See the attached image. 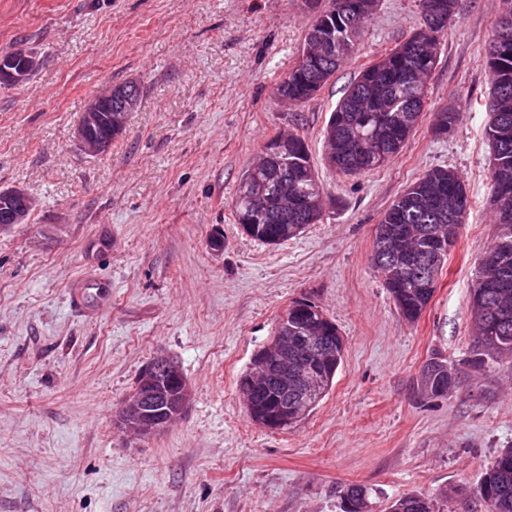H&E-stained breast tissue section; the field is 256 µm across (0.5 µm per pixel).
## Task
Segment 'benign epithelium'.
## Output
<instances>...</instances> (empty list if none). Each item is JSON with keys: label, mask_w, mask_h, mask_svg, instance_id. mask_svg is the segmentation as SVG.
Listing matches in <instances>:
<instances>
[{"label": "benign epithelium", "mask_w": 512, "mask_h": 512, "mask_svg": "<svg viewBox=\"0 0 512 512\" xmlns=\"http://www.w3.org/2000/svg\"><path fill=\"white\" fill-rule=\"evenodd\" d=\"M140 97L133 92L122 97L118 108H112V90L89 100L75 129V139L84 153L100 155L112 146V129L126 123L128 115L138 107ZM296 145L292 134L281 133L265 145L260 163L251 167L244 182L252 197L263 193L272 165L282 166L288 152ZM33 207L31 197L17 188L0 189V227L28 223ZM267 220L288 224V206L272 212L255 210L241 223L245 233L255 235L254 224ZM459 225L444 229L433 224L426 229L430 245L415 249L407 245L408 235L398 229H380L375 232L380 256L398 272H409L421 280L432 269L438 257L454 237ZM491 287L487 279L478 283L472 302L474 317L487 322L489 318H507L508 310L493 308L485 303L484 289ZM333 329L321 310L306 300L287 308L280 316L274 335L261 352L252 356L248 371L250 390H274L281 396L276 411L257 423L270 430H282L301 414L304 405H288V395L314 394L321 391L323 379L317 363L336 361V352L329 349ZM191 388L179 366L166 358L156 359L141 371L133 392L127 396L120 411L119 423L125 431L137 436L154 435L166 429L170 420L187 408Z\"/></svg>", "instance_id": "7a95c632"}]
</instances>
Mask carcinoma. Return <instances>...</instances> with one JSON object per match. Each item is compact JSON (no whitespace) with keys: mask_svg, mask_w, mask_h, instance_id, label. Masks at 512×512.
<instances>
[{"mask_svg":"<svg viewBox=\"0 0 512 512\" xmlns=\"http://www.w3.org/2000/svg\"><path fill=\"white\" fill-rule=\"evenodd\" d=\"M331 8L308 29L304 41H316L323 36H336L339 54L308 67L291 66L277 86V93L303 101L313 99L328 83L340 65L355 53V39L359 29L349 23L347 4L351 0H331ZM423 23L403 43L379 61L364 67L354 82L347 86L336 108L331 112L325 129V138L336 139V153L343 159L358 163L360 172L379 168L367 150L372 140H380L388 147L390 156L400 153L417 129L427 96L429 78L436 67L437 45L440 33L458 12V0H421ZM13 70L30 78L38 66L35 56L13 53ZM485 63L491 78L490 113L485 125V138L492 150L489 180L493 203L512 208V23L503 19L494 23L493 36L485 53ZM288 201L310 203L319 198L324 189L311 162L305 141H300L288 157ZM444 199L445 210L430 221L451 224L458 203L470 205L465 185L449 168H433L411 183L386 210L379 226L406 224L410 226L411 241L423 244L424 230L432 211V198ZM399 313L407 320L418 319L433 297L434 289L418 288L411 278L398 280L389 289ZM477 337L472 351V362L484 364L493 352L486 344L497 341L512 347V317L495 327V334ZM336 364L325 365V385L322 393L332 386L341 364L344 341L334 332ZM486 505V512H512V446L502 449L476 490ZM368 494L364 487H347L341 500L342 512H368ZM437 500L429 495L411 494L398 498L391 512H440Z\"/></svg>","mask_w":512,"mask_h":512,"instance_id":"1","label":"carcinoma"}]
</instances>
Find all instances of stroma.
Masks as SVG:
<instances>
[{
	"instance_id": "35a3bbf8",
	"label": "stroma",
	"mask_w": 512,
	"mask_h": 512,
	"mask_svg": "<svg viewBox=\"0 0 512 512\" xmlns=\"http://www.w3.org/2000/svg\"><path fill=\"white\" fill-rule=\"evenodd\" d=\"M329 0H0V54L38 70L0 86V188L35 201L0 229V512H340L358 484L369 512L447 493L442 512H485L473 493L512 445V358L471 365L470 289L495 240L489 181L490 74L502 0H459L415 133L374 171L324 159L330 113L359 71L422 23L421 0H376L351 59L318 95L276 88ZM143 88L123 136L84 154L74 129L107 86ZM458 122L435 134V113ZM304 138L326 197L319 223L268 245L232 203L244 172L283 130ZM436 167L462 178L470 209L433 298L413 322L375 271L374 228ZM221 239L214 249L212 239ZM85 277L112 284L87 317ZM309 300L344 339L332 388L302 423L251 421L238 380L291 302ZM177 362L193 390L181 419L132 438L116 419L140 371ZM460 375L422 398L433 357Z\"/></svg>"
}]
</instances>
